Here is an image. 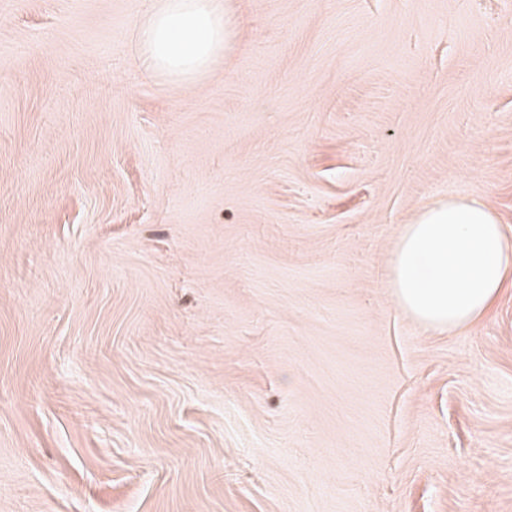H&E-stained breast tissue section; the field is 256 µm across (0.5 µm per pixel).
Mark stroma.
I'll return each mask as SVG.
<instances>
[{"label":"stroma","instance_id":"1","mask_svg":"<svg viewBox=\"0 0 512 512\" xmlns=\"http://www.w3.org/2000/svg\"><path fill=\"white\" fill-rule=\"evenodd\" d=\"M0 0V512H512V286L389 297L425 206L512 244V0ZM139 34L146 69L191 82L223 57L233 32L220 1L159 0Z\"/></svg>","mask_w":512,"mask_h":512}]
</instances>
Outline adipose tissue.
Segmentation results:
<instances>
[{
    "label": "adipose tissue",
    "instance_id": "ef3b65f1",
    "mask_svg": "<svg viewBox=\"0 0 512 512\" xmlns=\"http://www.w3.org/2000/svg\"><path fill=\"white\" fill-rule=\"evenodd\" d=\"M232 27L221 0H158L140 28L146 69L191 82L222 58ZM512 279V246L493 211L473 199L423 208L388 259L386 288L417 322L456 331L481 321Z\"/></svg>",
    "mask_w": 512,
    "mask_h": 512
}]
</instances>
